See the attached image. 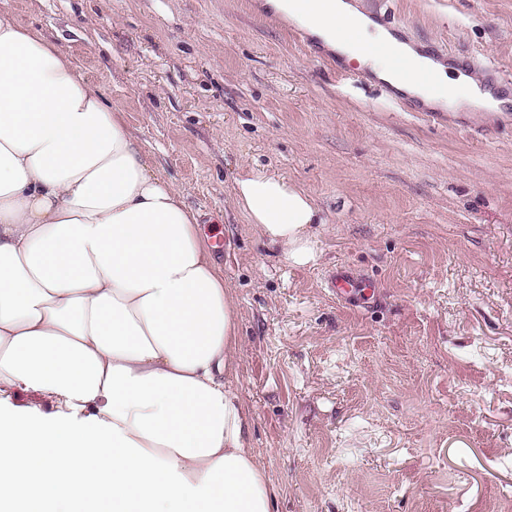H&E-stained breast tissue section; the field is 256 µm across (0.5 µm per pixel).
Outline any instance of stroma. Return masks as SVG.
<instances>
[{
  "label": "stroma",
  "mask_w": 512,
  "mask_h": 512,
  "mask_svg": "<svg viewBox=\"0 0 512 512\" xmlns=\"http://www.w3.org/2000/svg\"><path fill=\"white\" fill-rule=\"evenodd\" d=\"M495 111L414 112L252 0H0L124 109L205 215L238 311L231 385L272 512H512V0H382ZM260 168L325 217L298 266L231 204ZM375 281L358 310L330 286Z\"/></svg>",
  "instance_id": "35a3bbf8"
}]
</instances>
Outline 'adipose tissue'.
<instances>
[{
	"label": "adipose tissue",
	"mask_w": 512,
	"mask_h": 512,
	"mask_svg": "<svg viewBox=\"0 0 512 512\" xmlns=\"http://www.w3.org/2000/svg\"><path fill=\"white\" fill-rule=\"evenodd\" d=\"M323 52L437 105L493 104L462 71L399 80L395 44L349 0H259ZM232 204L286 260L316 257L325 218L287 178L253 169ZM201 214L56 40L0 22V388L56 399L65 418L0 410V512H271L231 387L237 312Z\"/></svg>",
	"instance_id": "ef3b65f1"
}]
</instances>
